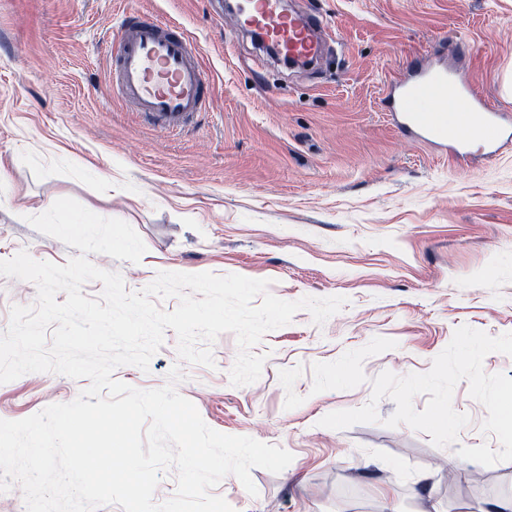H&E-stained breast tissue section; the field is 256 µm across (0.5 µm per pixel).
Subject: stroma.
Segmentation results:
<instances>
[{"label": "stroma", "instance_id": "35a3bbf8", "mask_svg": "<svg viewBox=\"0 0 512 512\" xmlns=\"http://www.w3.org/2000/svg\"><path fill=\"white\" fill-rule=\"evenodd\" d=\"M319 16L328 59L289 68L232 27L224 0H0V260L27 251L56 264L77 248L28 219L60 198L118 218L141 236L139 262L90 254L127 291L161 272L269 281L285 301L342 296L323 325L309 311L268 332L253 352L260 378L235 386L234 334L210 343L214 364L180 360L166 330L148 370L114 377L177 391L204 422L293 455L280 473L251 471L214 489L234 512H483L512 496V461L459 463L488 444L485 407L467 382L452 406L469 424L439 448L407 425L320 426L364 406L384 371L423 373L470 326L512 332V144L457 154L401 131L390 112L424 63L470 81L512 113V0H294ZM179 23L201 48L214 106L172 133L151 127L112 91L110 46L124 14ZM89 379L28 373L0 384V419L21 420L77 398Z\"/></svg>", "mask_w": 512, "mask_h": 512}]
</instances>
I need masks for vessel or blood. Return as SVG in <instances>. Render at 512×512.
Returning a JSON list of instances; mask_svg holds the SVG:
<instances>
[{
  "label": "vessel or blood",
  "mask_w": 512,
  "mask_h": 512,
  "mask_svg": "<svg viewBox=\"0 0 512 512\" xmlns=\"http://www.w3.org/2000/svg\"><path fill=\"white\" fill-rule=\"evenodd\" d=\"M235 22L263 32L291 56L312 59L320 50L315 39L320 19L284 16L278 0H241ZM113 41L110 57L116 90L158 129H183L195 113L211 108L210 82L196 61L199 47L181 26L132 14ZM453 81L447 71H423L401 86L392 108L419 138L455 152L476 141L495 146L512 140V125L500 113L483 111L484 100L472 87L464 89L467 111H449L448 86Z\"/></svg>",
  "instance_id": "b4317fda"
}]
</instances>
